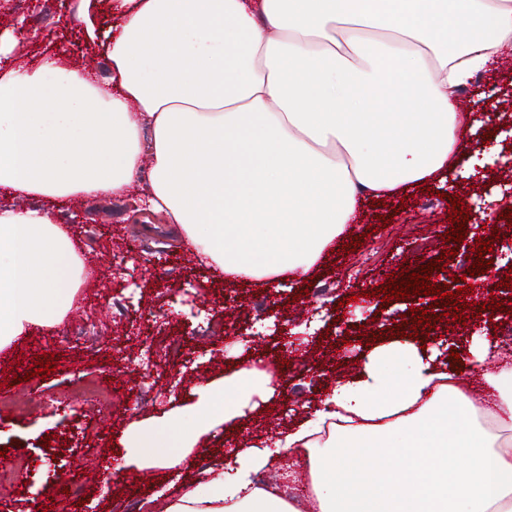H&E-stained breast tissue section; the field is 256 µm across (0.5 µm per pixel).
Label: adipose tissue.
I'll return each mask as SVG.
<instances>
[{"mask_svg": "<svg viewBox=\"0 0 512 512\" xmlns=\"http://www.w3.org/2000/svg\"><path fill=\"white\" fill-rule=\"evenodd\" d=\"M109 71L64 53L0 68V348L61 323L85 274L37 199L124 195L180 225L226 281L304 280L365 200L448 173L462 153L456 100L512 51V0H114ZM150 168H143L144 157ZM486 403L410 338L376 345L275 446L303 454L310 512H512V364L468 349ZM276 393L241 366L197 389L191 427L134 421L151 465L180 464L220 424ZM268 450L158 512H301L261 484Z\"/></svg>", "mask_w": 512, "mask_h": 512, "instance_id": "ef3b65f1", "label": "adipose tissue"}]
</instances>
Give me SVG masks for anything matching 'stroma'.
<instances>
[{
  "label": "stroma",
  "mask_w": 512,
  "mask_h": 512,
  "mask_svg": "<svg viewBox=\"0 0 512 512\" xmlns=\"http://www.w3.org/2000/svg\"><path fill=\"white\" fill-rule=\"evenodd\" d=\"M79 0H0V32L22 28L28 33L23 59L42 58L66 51L78 69L96 74L107 70L100 43L89 38L78 20ZM463 114L478 118L462 131L466 156L481 157L488 165L479 174L457 167L448 176L417 186L412 196H390L385 206L363 207L358 221L349 225L333 250L318 259L308 281H239L225 284L222 276L200 262L175 225L150 212L140 202L141 186L120 198L68 201L57 206L62 224L70 230L82 259L94 270L82 284V302L63 323L38 327L0 349V382L21 377V389L30 390L25 411L0 407V447L13 486L0 497V512H124L136 499L141 512H154L150 499L157 493L174 496L200 479L198 461L207 458L209 474L223 471L225 462L241 448L259 444L266 429L259 411L247 424L227 431L216 428L191 448L172 469L155 468L139 460L129 422L154 427L169 417L192 425L197 417L195 388L222 382L240 361L260 359L275 363L284 351L295 361L279 378L285 394L275 395L272 406L288 407L287 423L304 417L315 402L333 389L332 364L353 373L363 360L365 338L379 340L378 322L402 325L413 322L405 301L374 306L369 292L386 287L389 274L420 272L435 257L445 256V269H434L432 279L455 278L467 262L476 239L493 242L482 258L492 261L500 274L512 269V234L492 240L488 215L512 206V165L496 164L499 143L512 126V67L495 63L463 92ZM470 210L467 235L456 245L445 242L451 228V195ZM391 215L381 225L382 215ZM125 238L133 257L127 270L114 271L104 246ZM430 238L419 250V238ZM355 252H345V244ZM456 256H449V249ZM95 322L100 336L87 343L65 335L82 316ZM227 323L229 333L200 337L205 320ZM180 338L187 358L173 362L163 356L162 343ZM53 353L55 370L35 376L30 346ZM153 349L157 368L150 393H143L137 366L146 349ZM33 381H26V373ZM86 381L108 389L113 401L98 405L78 391ZM51 446H44V437ZM101 471L91 479L90 469ZM148 476L150 487L139 484ZM87 487L83 503L60 493V484Z\"/></svg>",
  "instance_id": "obj_1"
}]
</instances>
